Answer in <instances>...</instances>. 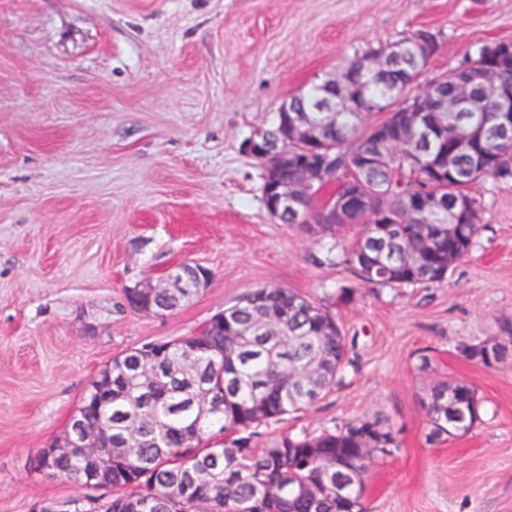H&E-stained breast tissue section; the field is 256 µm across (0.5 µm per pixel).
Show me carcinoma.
Returning a JSON list of instances; mask_svg holds the SVG:
<instances>
[{
  "label": "carcinoma",
  "mask_w": 512,
  "mask_h": 512,
  "mask_svg": "<svg viewBox=\"0 0 512 512\" xmlns=\"http://www.w3.org/2000/svg\"><path fill=\"white\" fill-rule=\"evenodd\" d=\"M360 54L345 61L344 70L355 79L354 105L341 115L330 139L335 143L330 159L320 170L318 189L333 186L338 197L350 176L354 155L373 147V126H360L363 110L382 112L410 92L402 74L418 73L427 63L411 59L384 71L374 80L358 71ZM323 98L313 85L288 104L312 117ZM495 182L512 181V149L494 147ZM470 178L428 185L408 159L393 156L364 176L363 188L373 196L371 208H359L334 224L321 225L323 236L337 229L373 223V209L384 202L395 211L409 207L415 193L426 189L441 197L463 195L474 214L481 201L468 191ZM414 225H398L397 238L380 252L389 274L373 273L357 260L358 250L370 245L361 235L351 248L336 255V263L352 266L360 280L379 287H410L443 282L454 265L476 245L480 225L468 227L466 242L445 245L423 253L427 267L438 265L439 279L425 278L407 267ZM165 288L155 298L156 313L171 312L187 300ZM321 373L303 388L299 373L316 358ZM358 370L350 356L348 337L335 315L325 307L289 289L266 285L206 322L193 340L149 343L112 359V401L82 399L87 426L112 421V447L103 448L102 461L48 458L37 454L34 470L66 472L81 484L83 474L102 472L112 488L106 501L90 499L83 512H364L365 487L353 483L347 497L336 495V477L319 479L323 458L356 447L355 436L372 432L375 443L392 454L397 442L391 430L378 421L360 420L318 435L286 434L270 448L252 445L257 428L283 420L292 412L316 403L341 386ZM220 399L204 410L195 401L201 388ZM482 408L477 392L467 384L443 381L433 389L428 404L431 436H461L481 421L473 408ZM137 427L140 448L131 455L122 448V431ZM226 435L215 445L210 441Z\"/></svg>",
  "instance_id": "cac0c4a2"
}]
</instances>
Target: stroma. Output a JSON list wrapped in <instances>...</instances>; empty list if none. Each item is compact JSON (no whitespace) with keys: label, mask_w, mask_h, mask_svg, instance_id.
<instances>
[{"label":"stroma","mask_w":512,"mask_h":512,"mask_svg":"<svg viewBox=\"0 0 512 512\" xmlns=\"http://www.w3.org/2000/svg\"><path fill=\"white\" fill-rule=\"evenodd\" d=\"M421 29L439 40L429 73L445 72L512 39V0H0V512L110 498L33 471L34 456L114 357L195 333L264 285L335 313L358 370L259 427L257 447L377 420L397 446L369 470L367 512H512V361L461 354L512 333V182L472 184L479 236L445 282L375 288L268 214L244 149L344 58ZM186 262L211 279L180 309L128 306L126 286ZM441 381L476 388L483 413L433 440Z\"/></svg>","instance_id":"stroma-1"}]
</instances>
